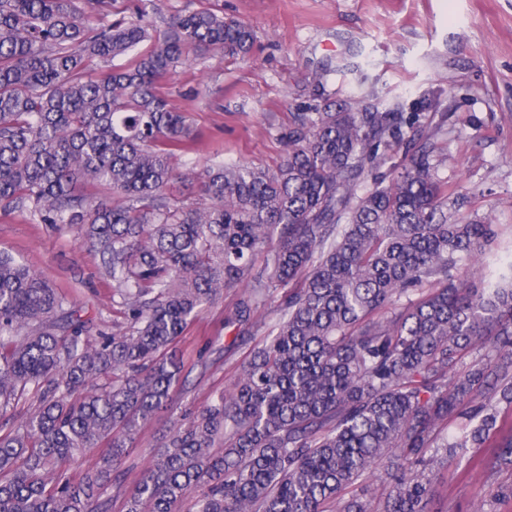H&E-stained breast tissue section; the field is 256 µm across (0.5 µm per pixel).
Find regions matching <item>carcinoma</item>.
<instances>
[{"instance_id":"1","label":"carcinoma","mask_w":512,"mask_h":512,"mask_svg":"<svg viewBox=\"0 0 512 512\" xmlns=\"http://www.w3.org/2000/svg\"><path fill=\"white\" fill-rule=\"evenodd\" d=\"M110 5L0 0V214L79 226L126 320L93 331L0 252V512H109L129 449L170 405L172 345L237 286L241 325L282 290L271 330L229 391L164 436L125 512H176L195 488V512H369L358 489L378 468L383 512H431L444 461L481 448L463 474L512 471V261L471 286L461 261L483 260L497 226L448 221L417 114L295 112L276 167L181 172L197 138L160 81L190 49L249 54L253 31L201 9L155 34L146 0L92 24ZM393 144L408 162L389 179ZM191 178L206 203L172 202ZM101 446L80 475L58 468Z\"/></svg>"}]
</instances>
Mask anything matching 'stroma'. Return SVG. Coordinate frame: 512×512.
Masks as SVG:
<instances>
[{
  "mask_svg": "<svg viewBox=\"0 0 512 512\" xmlns=\"http://www.w3.org/2000/svg\"><path fill=\"white\" fill-rule=\"evenodd\" d=\"M158 18L202 8L246 23L255 43L244 58L191 57L162 81L170 103L187 112L199 137L187 164L202 168L241 162L275 166L280 132L290 115L313 105L367 112H415L434 147L437 175L459 197L462 213L490 219L499 229L498 253H512V0H152ZM335 68L324 88L313 74ZM0 251L43 273L87 309L102 329L124 325L112 301V282L100 257L89 254L78 228L0 215ZM242 294L225 289L180 336L183 360L172 402L131 449L121 483L108 495L111 512L124 501L174 423L230 389L244 358L269 332L259 312L249 330L228 323ZM436 489L433 512H512L499 495L512 483L505 472L462 478L449 462Z\"/></svg>",
  "mask_w": 512,
  "mask_h": 512,
  "instance_id": "1",
  "label": "stroma"
}]
</instances>
